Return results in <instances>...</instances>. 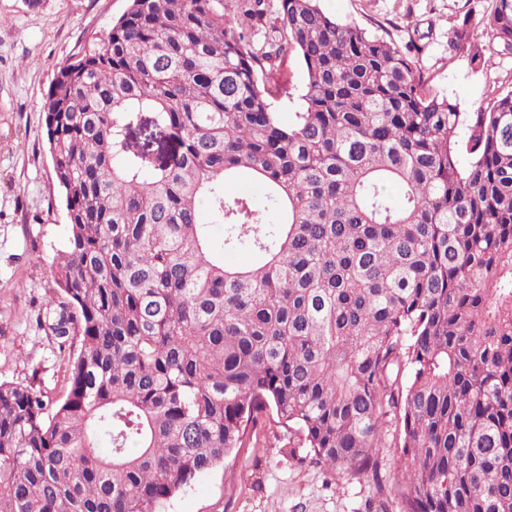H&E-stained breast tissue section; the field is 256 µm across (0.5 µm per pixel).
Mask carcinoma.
I'll return each mask as SVG.
<instances>
[{"label": "carcinoma", "instance_id": "obj_1", "mask_svg": "<svg viewBox=\"0 0 512 512\" xmlns=\"http://www.w3.org/2000/svg\"><path fill=\"white\" fill-rule=\"evenodd\" d=\"M276 8L258 44L267 0H129L60 68L36 326L70 389L0 382V512H163L261 420L379 487L394 418L406 512H512V90L461 112L393 41ZM485 28L512 52V0ZM448 48L485 63L466 21ZM241 171L264 202L224 197ZM284 77L287 79L291 86L296 89V95L292 102H288L287 107H283L280 112H298L300 111V101L298 94H300L305 86L306 75L305 69L301 61L294 55L288 56V61L284 63Z\"/></svg>", "mask_w": 512, "mask_h": 512}]
</instances>
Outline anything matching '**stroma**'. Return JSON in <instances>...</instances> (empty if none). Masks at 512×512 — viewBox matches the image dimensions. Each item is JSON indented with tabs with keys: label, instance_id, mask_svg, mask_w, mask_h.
Instances as JSON below:
<instances>
[{
	"label": "stroma",
	"instance_id": "35a3bbf8",
	"mask_svg": "<svg viewBox=\"0 0 512 512\" xmlns=\"http://www.w3.org/2000/svg\"><path fill=\"white\" fill-rule=\"evenodd\" d=\"M129 0H0V382L69 390L67 360L36 327L52 294V262L69 226L53 172L43 104L60 67L103 36ZM495 0H321L343 23L410 46L433 85L472 112L512 90V53L482 23ZM488 47L484 67L450 52L462 21ZM401 451H380L383 492L363 477L300 461L285 429L259 424L251 447L174 496L165 512H404Z\"/></svg>",
	"mask_w": 512,
	"mask_h": 512
}]
</instances>
